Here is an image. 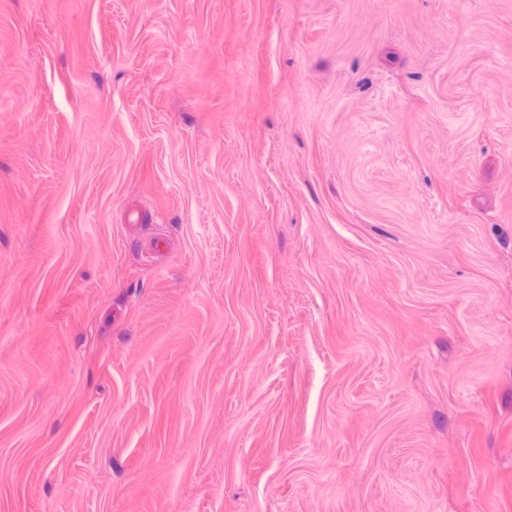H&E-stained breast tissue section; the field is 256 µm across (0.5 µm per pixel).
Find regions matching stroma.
Here are the masks:
<instances>
[{"label": "stroma", "mask_w": 512, "mask_h": 512, "mask_svg": "<svg viewBox=\"0 0 512 512\" xmlns=\"http://www.w3.org/2000/svg\"><path fill=\"white\" fill-rule=\"evenodd\" d=\"M0 512H512V0H0Z\"/></svg>", "instance_id": "1"}]
</instances>
